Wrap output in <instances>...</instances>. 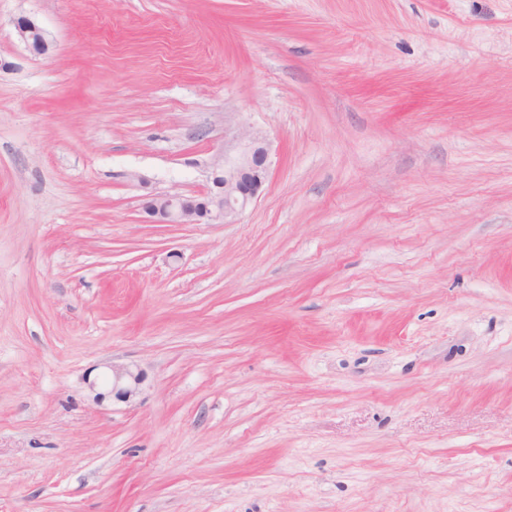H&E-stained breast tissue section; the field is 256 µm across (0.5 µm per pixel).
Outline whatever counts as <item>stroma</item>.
Instances as JSON below:
<instances>
[{"instance_id": "obj_1", "label": "stroma", "mask_w": 512, "mask_h": 512, "mask_svg": "<svg viewBox=\"0 0 512 512\" xmlns=\"http://www.w3.org/2000/svg\"><path fill=\"white\" fill-rule=\"evenodd\" d=\"M0 512H512V0H0ZM15 27L30 52L42 55L49 50L47 34L34 20L22 17L16 21ZM240 139L243 147L233 156L224 154L212 172V187L201 196L150 194L144 204L149 224H199L223 218L233 224L263 194L269 171V148L250 132ZM124 379L125 381H123ZM141 381V373L134 374L126 368L112 366V394L114 393L117 397L132 396L135 393L136 385H139Z\"/></svg>"}]
</instances>
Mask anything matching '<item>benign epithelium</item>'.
I'll list each match as a JSON object with an SVG mask.
<instances>
[{"mask_svg":"<svg viewBox=\"0 0 512 512\" xmlns=\"http://www.w3.org/2000/svg\"><path fill=\"white\" fill-rule=\"evenodd\" d=\"M18 36L30 52L42 55L49 50L46 32L32 19L22 17L15 24ZM240 139L243 147L232 157H224L212 172V187L200 196L150 194L144 204L149 224H199L204 219L222 218L233 224L238 216L263 194L269 171V148L264 139L250 132ZM142 381L141 373L112 368V393L127 398Z\"/></svg>","mask_w":512,"mask_h":512,"instance_id":"7a95c632","label":"benign epithelium"}]
</instances>
